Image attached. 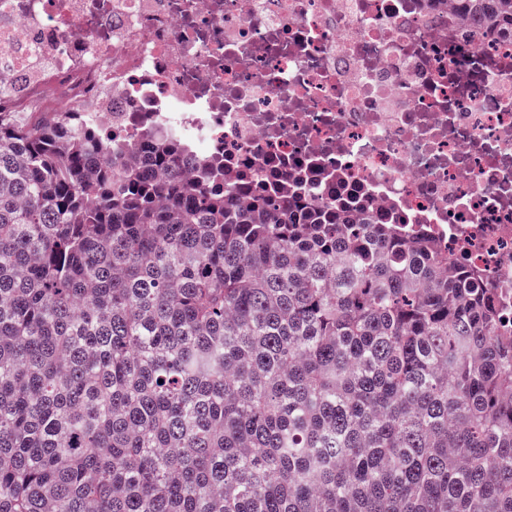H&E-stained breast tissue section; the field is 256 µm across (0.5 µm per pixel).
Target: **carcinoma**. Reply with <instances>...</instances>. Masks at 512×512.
Listing matches in <instances>:
<instances>
[{
    "label": "carcinoma",
    "instance_id": "cac0c4a2",
    "mask_svg": "<svg viewBox=\"0 0 512 512\" xmlns=\"http://www.w3.org/2000/svg\"><path fill=\"white\" fill-rule=\"evenodd\" d=\"M502 27L512 0H458ZM0 87V512H512V332L424 230L239 207Z\"/></svg>",
    "mask_w": 512,
    "mask_h": 512
}]
</instances>
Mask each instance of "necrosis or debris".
<instances>
[{
	"instance_id": "necrosis-or-debris-1",
	"label": "necrosis or debris",
	"mask_w": 512,
	"mask_h": 512,
	"mask_svg": "<svg viewBox=\"0 0 512 512\" xmlns=\"http://www.w3.org/2000/svg\"><path fill=\"white\" fill-rule=\"evenodd\" d=\"M20 78L19 107L183 143L189 180L427 225L512 322V30L457 0H0Z\"/></svg>"
}]
</instances>
